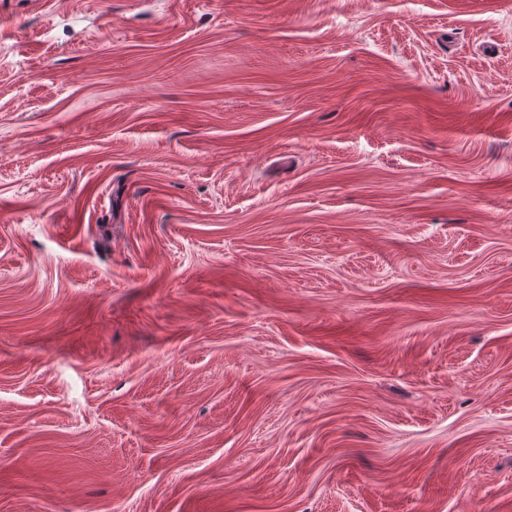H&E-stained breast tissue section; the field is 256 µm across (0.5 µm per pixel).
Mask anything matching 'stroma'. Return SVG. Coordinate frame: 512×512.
I'll list each match as a JSON object with an SVG mask.
<instances>
[{
  "instance_id": "1",
  "label": "stroma",
  "mask_w": 512,
  "mask_h": 512,
  "mask_svg": "<svg viewBox=\"0 0 512 512\" xmlns=\"http://www.w3.org/2000/svg\"><path fill=\"white\" fill-rule=\"evenodd\" d=\"M0 512H512V0H0Z\"/></svg>"
}]
</instances>
